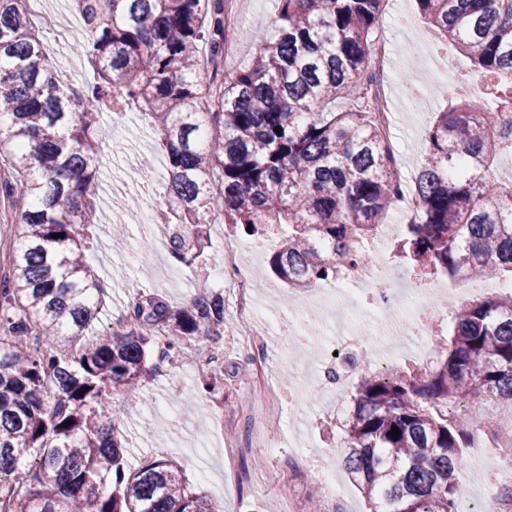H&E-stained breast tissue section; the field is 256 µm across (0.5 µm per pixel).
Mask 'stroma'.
<instances>
[{
  "label": "stroma",
  "instance_id": "stroma-1",
  "mask_svg": "<svg viewBox=\"0 0 512 512\" xmlns=\"http://www.w3.org/2000/svg\"><path fill=\"white\" fill-rule=\"evenodd\" d=\"M277 12V0H237L238 27L232 49L226 52L221 73L230 74L247 66L255 46L272 34L271 22ZM395 45L393 69L399 79L390 92L393 112L392 132L406 162L400 171L404 182H411L422 162V147L436 112L448 100L450 81L426 78L425 68L447 65L449 71L472 74L470 60L455 46L434 39L420 16L414 0H388L375 32ZM413 73L417 99H409L401 77ZM98 156L96 240L88 252V261L99 272L112 292L93 332L109 331L127 303L142 293L163 296L171 306L187 305L199 285L209 279L211 266L224 257V246L212 242L204 265L192 270L177 263L163 251L164 241L156 237L150 224L131 222L126 204L130 195H139L144 205L166 209L168 180L167 156L158 145V136L136 114L120 122L104 120L100 132ZM153 166L151 180H143L137 170L124 162L127 149ZM258 308L275 316L278 336L270 342L268 354L273 376L290 389H299L301 399L293 407L292 427L279 447L250 448L247 413L252 407L245 382L250 368L236 350L235 324H228L224 338V397L238 409L236 423L222 421L209 398L198 391L197 380L183 378L185 395L181 403L168 402L167 387L178 376L177 368L161 365L142 388L132 404L127 433L130 445L128 461L139 465L147 458L165 455L179 461L186 479L209 498H220L223 512H263L268 501L283 503L288 494L298 498L301 512L310 500H318L323 512H367L359 490L351 483L342 466L344 433L341 423L350 404L353 385H346L341 410L329 413V396L320 390L329 349L341 330L356 328L369 335L358 349L359 357L369 361L372 370L399 367L414 368L429 361L430 337H382L376 335L371 304L351 306L334 295L320 296L318 289H292L275 278L249 283ZM323 297L331 310V320H312L304 327L306 355L295 352L296 339L289 333L295 327L309 298ZM230 462L232 469L245 473L248 483L227 481L224 493H217L223 471L213 470L214 460ZM334 473L342 496L330 500L318 489L319 472Z\"/></svg>",
  "mask_w": 512,
  "mask_h": 512
}]
</instances>
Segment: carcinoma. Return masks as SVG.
I'll return each instance as SVG.
<instances>
[{"label":"carcinoma","mask_w":512,"mask_h":512,"mask_svg":"<svg viewBox=\"0 0 512 512\" xmlns=\"http://www.w3.org/2000/svg\"><path fill=\"white\" fill-rule=\"evenodd\" d=\"M83 2L88 36L76 46L91 71L73 89L31 26L30 0H0V161L12 175L0 193L18 206L0 277V512H219L173 458L128 467L127 411L114 396L137 397L190 341L218 361L224 295L205 286L175 308L143 294L112 333L86 340L102 313L85 255L99 124L129 109L150 117L177 216L155 226L175 261L198 265L217 207L250 235L288 225L269 260L288 287L334 280L371 260L365 242L396 194L365 105L386 0H278L274 36L221 83L226 0ZM416 4L470 59L495 109L450 99L437 113L411 187L418 208L394 255L426 274L510 276L512 184L492 167L512 157V0ZM433 352L388 377L362 369L343 466L369 512H456L464 449L497 405H512V294L457 308Z\"/></svg>","instance_id":"carcinoma-1"}]
</instances>
